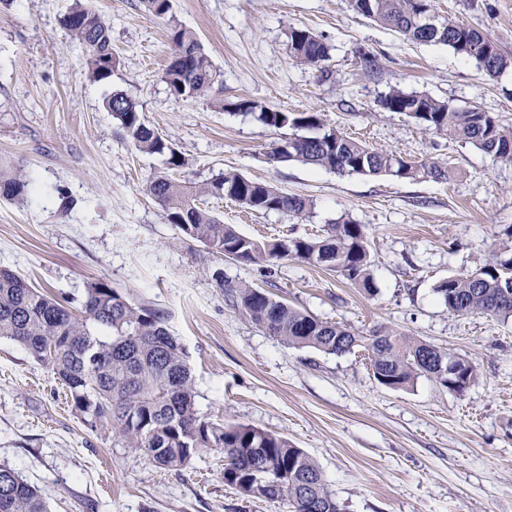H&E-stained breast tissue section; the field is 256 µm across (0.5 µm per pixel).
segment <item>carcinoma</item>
<instances>
[{
    "label": "carcinoma",
    "mask_w": 512,
    "mask_h": 512,
    "mask_svg": "<svg viewBox=\"0 0 512 512\" xmlns=\"http://www.w3.org/2000/svg\"><path fill=\"white\" fill-rule=\"evenodd\" d=\"M358 14L404 38L422 44H444L474 60L495 79L512 68V56L480 30L436 15L433 0H350ZM158 18L171 14L170 0H143ZM72 39L86 58L91 80L110 79L120 65L112 52V30L88 0H75L64 18ZM172 57L162 79L175 97H200L219 74L196 33L170 23ZM288 47L293 60L318 68L329 55L327 44L313 32L290 28ZM220 110L257 115L266 126L292 130L282 148L288 161L326 168L341 176H391L398 179L447 181L451 167L434 160L416 161L394 152L376 151L336 128L324 125L317 112H285L240 99L214 100ZM387 112L404 114L424 132L469 143L497 163L512 165V126L479 108L454 109L426 93L391 87L381 98ZM106 107L118 121L121 135L145 154L165 157L167 169L185 165L183 154L151 127L138 105L122 92L113 93ZM34 179L17 169L0 168V200L21 201L34 191ZM166 223L183 237L206 245L229 260L269 264L294 258L342 275L353 285L374 287L373 257L362 225L339 220L314 238H274L259 241L239 233L208 209L210 197L228 198L257 213H288L302 219L311 201L286 195L276 187L226 172L210 181L188 186L163 174L148 186ZM507 240L474 271L448 276L435 287L448 313L475 312L512 317V226ZM234 305L272 336L293 348H311L343 355L361 348L374 379L389 389H401L427 376L448 391L462 394L477 379L474 361L446 350L432 359L452 361L456 376L441 373L426 362L428 343L392 328L368 334L356 332L274 299L250 284L227 285ZM84 316L78 317L57 299L41 292L9 267L0 266V338L21 345L47 366L66 387L71 411L92 431L108 430L124 446L143 452L158 467L181 470L200 453H224V485L246 499L286 500L292 512H340L317 463L287 437L264 429L200 416L196 392L182 347L166 325L165 313L127 300L105 281L89 285L83 296ZM0 512H48L46 495L14 469L0 464Z\"/></svg>",
    "instance_id": "carcinoma-1"
}]
</instances>
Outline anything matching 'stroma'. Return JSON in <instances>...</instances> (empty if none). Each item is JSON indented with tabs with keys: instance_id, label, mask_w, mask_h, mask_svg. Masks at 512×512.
I'll return each instance as SVG.
<instances>
[{
	"instance_id": "35a3bbf8",
	"label": "stroma",
	"mask_w": 512,
	"mask_h": 512,
	"mask_svg": "<svg viewBox=\"0 0 512 512\" xmlns=\"http://www.w3.org/2000/svg\"><path fill=\"white\" fill-rule=\"evenodd\" d=\"M73 0H0V163L34 178L19 203L0 201V266L80 312L87 285L106 281L132 303L165 312L181 343L199 415L287 436L319 465L343 512H512V318L449 314L435 286L497 249L512 225V165L470 144L419 130L385 111L389 87L477 107L512 126V71L489 79L444 45L420 44L357 14L349 0H172L215 67L224 100L317 112L371 147L448 163L452 180L341 176L267 155L289 129L209 98H177L161 76L172 51L165 19L141 0H92L112 29L121 64L107 83L87 76L62 19ZM435 10L477 28L512 54V0H435ZM328 44L314 69L288 52V30ZM379 70L368 73L364 57ZM121 91L186 159L192 185L237 172L313 201L306 220L207 205L239 232L266 240L321 234L341 218L363 225L374 259L372 291L339 273L288 258L267 266L213 254L182 239L146 191L164 159L123 140L106 108ZM357 331L384 325L472 359L464 393L419 377L391 390L362 352L289 347L225 295L224 283ZM0 464L42 489L49 512H290L224 484V455L189 467L155 466L111 433L87 429L50 370L0 339Z\"/></svg>"
}]
</instances>
